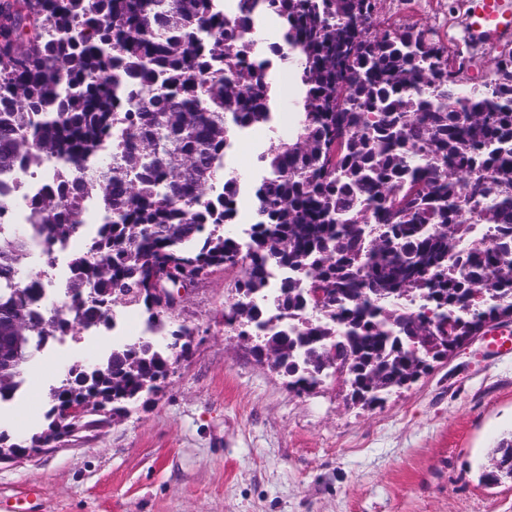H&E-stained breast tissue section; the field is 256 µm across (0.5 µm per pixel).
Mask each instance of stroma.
Instances as JSON below:
<instances>
[{"label": "stroma", "mask_w": 512, "mask_h": 512, "mask_svg": "<svg viewBox=\"0 0 512 512\" xmlns=\"http://www.w3.org/2000/svg\"><path fill=\"white\" fill-rule=\"evenodd\" d=\"M470 6L379 0L378 19L434 33L475 80L512 40H469ZM235 276L214 270L182 297L191 354L157 396L50 451L0 462V501L24 502L33 489L35 512H512V479H480L512 437V355H487L475 340L373 408L332 381L299 394L225 324ZM111 345L105 331L36 353L22 389L0 404V430L41 431L65 349L95 361Z\"/></svg>", "instance_id": "obj_1"}]
</instances>
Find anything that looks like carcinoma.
<instances>
[{
    "label": "carcinoma",
    "instance_id": "cac0c4a2",
    "mask_svg": "<svg viewBox=\"0 0 512 512\" xmlns=\"http://www.w3.org/2000/svg\"><path fill=\"white\" fill-rule=\"evenodd\" d=\"M0 0V169L54 158L60 180L31 200L19 233L0 221V400L19 387L29 357L55 336L107 325L135 308L172 338L112 347L82 384L78 366L50 388L49 448L103 424L155 389L189 355V329L172 324L154 288L238 268L224 323L244 327L288 371L298 393L331 378L356 381L365 405L448 359L465 338L512 322V54L483 88L424 29L377 20V0ZM282 25L273 53L295 67L304 119L258 157L248 242L236 218L238 181L224 170L234 133L267 124L270 58L257 19ZM101 223L70 263L69 314L35 303L39 271L20 266L83 227L88 195ZM495 240L464 243L470 226ZM274 268L285 278L272 300ZM322 290V311L297 316ZM482 473L512 477V439Z\"/></svg>",
    "mask_w": 512,
    "mask_h": 512
}]
</instances>
